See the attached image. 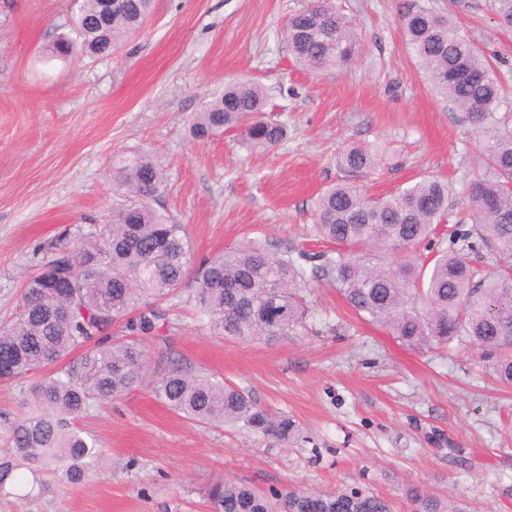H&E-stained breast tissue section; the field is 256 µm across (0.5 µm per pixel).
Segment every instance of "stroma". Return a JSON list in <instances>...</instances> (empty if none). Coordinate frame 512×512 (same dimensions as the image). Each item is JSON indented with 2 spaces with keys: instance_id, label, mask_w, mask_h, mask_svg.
Here are the masks:
<instances>
[{
  "instance_id": "obj_1",
  "label": "stroma",
  "mask_w": 512,
  "mask_h": 512,
  "mask_svg": "<svg viewBox=\"0 0 512 512\" xmlns=\"http://www.w3.org/2000/svg\"><path fill=\"white\" fill-rule=\"evenodd\" d=\"M307 2L154 0L112 55L62 61L46 48L74 29L69 0H0V319L43 257L111 223L124 202L112 161L134 151L162 169L156 207L184 224L194 262L243 241L295 258L310 313L307 335L269 345L215 331L194 282L153 305L175 358L298 422L289 445L191 423L143 388L80 419L103 449L86 483L43 477L30 496L0 495V512H209L204 489L225 475L267 492L368 489L396 512H411V487L465 500L471 512H512V387L477 349L418 350L358 319L316 273L324 256L351 249L314 238L311 219L313 197L342 176L340 152L365 145L382 150L380 171L362 182L369 195L425 175L448 182V220L410 258L470 229L459 190L478 170L476 134L425 80L400 17L455 10L463 34L507 61L503 113H512V28L498 24L492 0H336L360 50L318 74L295 66L283 37ZM242 77L271 91L270 116L287 139L252 150L235 131L193 138V115Z\"/></svg>"
}]
</instances>
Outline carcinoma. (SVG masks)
I'll use <instances>...</instances> for the list:
<instances>
[{
    "mask_svg": "<svg viewBox=\"0 0 512 512\" xmlns=\"http://www.w3.org/2000/svg\"><path fill=\"white\" fill-rule=\"evenodd\" d=\"M154 0H122L103 13L101 0H82L75 36L58 35L52 58L109 56L137 33ZM406 45L425 79L443 101L466 113L477 131L481 165L467 185L472 229L493 253L512 257V114L497 112L502 86L494 64L452 18L420 8L401 19ZM284 37L298 65L328 72L357 54L355 29L335 0H309L288 18ZM267 97L249 79L196 113L191 134L240 131L243 144L270 149L288 128L265 116ZM337 164L344 177L321 191L312 206L317 237L360 252L326 259L323 275L350 310L401 343L418 349L467 343L491 362L496 379L512 386V272H486L459 251H439L432 266L398 256L426 239L448 211V185L429 176L381 198L363 191L359 179L378 165L377 151L351 145ZM163 172L146 152L112 166V186L132 197L112 215L104 232H88L73 247L48 256L25 281L15 315L0 322V381H27L29 409L10 428L0 456V492L27 474L51 471L68 484L84 483L99 466L102 450L75 422L96 403L144 386L151 345L165 363L151 391L169 409L203 426H241L286 443L298 432L286 415L259 408L235 386L193 371L172 358V336L161 316L140 310L147 297L162 299L189 275L197 283L203 316L226 337L274 341L308 331V307L296 291L301 267L254 243H241L192 269L184 225L151 202ZM123 321L128 336H114ZM81 352L49 377L41 373ZM416 512H467L455 498L417 488L409 491ZM210 512H394L386 498L367 490L291 489L262 492L233 477L212 482Z\"/></svg>",
    "mask_w": 512,
    "mask_h": 512,
    "instance_id": "obj_1",
    "label": "carcinoma"
}]
</instances>
